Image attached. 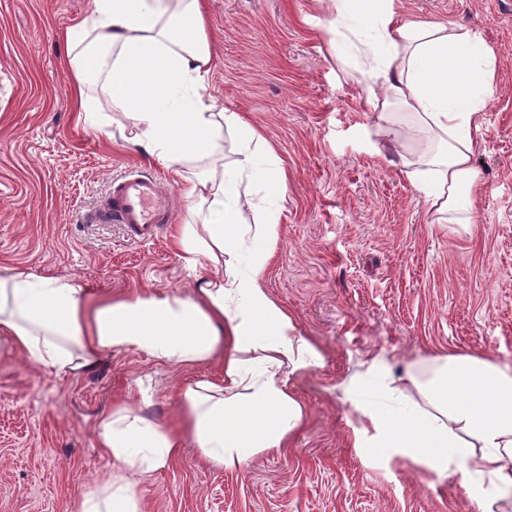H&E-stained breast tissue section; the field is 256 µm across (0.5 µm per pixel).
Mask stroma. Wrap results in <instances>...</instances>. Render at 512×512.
<instances>
[{
  "label": "stroma",
  "instance_id": "stroma-1",
  "mask_svg": "<svg viewBox=\"0 0 512 512\" xmlns=\"http://www.w3.org/2000/svg\"><path fill=\"white\" fill-rule=\"evenodd\" d=\"M400 3L411 19L470 29L494 57L471 235L435 223L402 171V143L375 136L379 112L336 42L331 0H208L215 109L241 114L288 174L264 285L323 360L291 379L306 420L280 451L225 471L185 438L167 467L131 475L142 512H478L455 476L356 447L364 418L344 391L377 354L397 377L438 354L512 365V0ZM93 8L0 0V266L81 284L94 300L186 298L197 283L172 234L202 218L182 193L152 242L90 220L128 171L175 183L142 149L107 138L129 119L100 85L88 89L95 120L74 109L66 38ZM223 370L128 348L59 375L0 332V512H79L112 475L98 431L115 406L166 425L188 386Z\"/></svg>",
  "mask_w": 512,
  "mask_h": 512
}]
</instances>
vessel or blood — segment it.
Masks as SVG:
<instances>
[{
  "label": "vessel or blood",
  "instance_id": "b4317fda",
  "mask_svg": "<svg viewBox=\"0 0 512 512\" xmlns=\"http://www.w3.org/2000/svg\"><path fill=\"white\" fill-rule=\"evenodd\" d=\"M169 190L160 180L130 173L112 184V193L93 216L98 224H120L130 240L153 241L168 221Z\"/></svg>",
  "mask_w": 512,
  "mask_h": 512
}]
</instances>
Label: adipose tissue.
I'll return each mask as SVG.
<instances>
[{
	"label": "adipose tissue",
	"instance_id": "ef3b65f1",
	"mask_svg": "<svg viewBox=\"0 0 512 512\" xmlns=\"http://www.w3.org/2000/svg\"><path fill=\"white\" fill-rule=\"evenodd\" d=\"M336 19L358 41L365 62L367 102L380 105L382 138L407 136L402 166L414 190L450 223L470 232L482 181L475 165L484 125V90L492 55L470 29L409 19L396 0H333ZM205 0H94L92 14L71 33L69 65L80 112L84 92L101 83L113 111H132L131 140L181 178L183 196L215 222L179 225L174 247L184 266L207 270L195 296L147 293L91 301L80 285L52 276L0 274V329L26 359L59 374L96 365L107 350L134 348L176 363L220 356L219 380L184 392L177 425L162 426L128 408L106 416L99 439L112 457L110 479L87 491L81 512H141L127 476L167 466L191 435L201 456L223 469L279 450L304 420L293 375L322 361L316 343L297 332L270 298L263 272L279 237L277 201L286 176L256 132L235 112H218L205 76L212 65ZM412 123L401 133L395 114ZM238 156L224 159V136ZM206 170L189 178V162ZM271 167L274 198L260 224L242 219L243 180ZM261 251L241 257L245 242ZM371 380L353 379L346 392L364 418L355 445L399 455L437 476L476 486L479 512L512 507V368L479 355L432 359L420 374L397 383L380 358Z\"/></svg>",
	"mask_w": 512,
	"mask_h": 512
}]
</instances>
